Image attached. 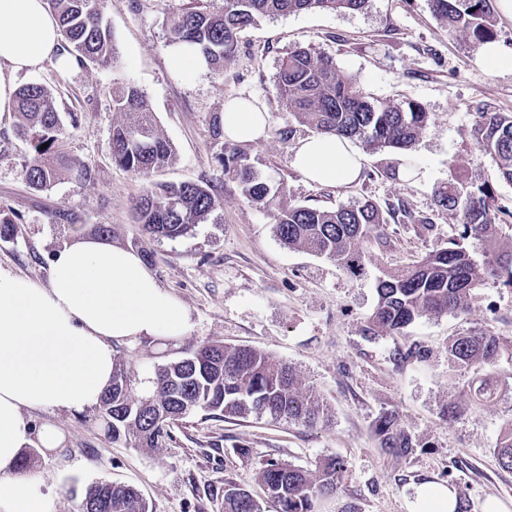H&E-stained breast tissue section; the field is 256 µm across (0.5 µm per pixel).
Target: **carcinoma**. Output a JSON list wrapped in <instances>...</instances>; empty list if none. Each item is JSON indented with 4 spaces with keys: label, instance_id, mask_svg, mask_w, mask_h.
Here are the masks:
<instances>
[{
    "label": "carcinoma",
    "instance_id": "carcinoma-1",
    "mask_svg": "<svg viewBox=\"0 0 512 512\" xmlns=\"http://www.w3.org/2000/svg\"><path fill=\"white\" fill-rule=\"evenodd\" d=\"M368 0H191L166 20L175 43H190L220 72L237 48V35L264 18L314 10L359 11ZM433 15L456 34L485 44L494 41L492 0H429ZM56 16L62 48L85 67L117 62L114 34L104 23L101 0H48ZM277 86L282 104L299 126L320 135L358 140L371 151L409 149L430 122V113L414 101L375 103L356 80L342 74L334 60L296 48L282 60ZM113 111L125 114L112 127L113 163L146 176L173 160L172 145L159 133L145 93L133 84L119 86ZM17 132L31 142L33 154L24 177L44 190L64 174L81 178L89 169L76 164L62 149V119L53 93L32 82L15 94ZM479 151L494 157L501 179L512 185V114L483 112L471 128ZM47 147H42V144ZM224 172L235 176L251 202L268 205L284 188L272 187L237 150L224 152ZM435 205L457 221L448 245L408 263L377 281L378 301L367 320L373 334L398 332L426 316L460 314L469 308L473 289L491 280L512 286V243L502 240L499 215L512 211L499 202L495 188L458 174L434 194ZM212 188L197 182L150 184L135 205V218L152 238H177L204 221L216 208ZM404 206L381 207L369 200L334 208L304 203L281 204L274 215L277 238L290 248H303L342 265L352 274L364 270L360 243L377 228L398 217ZM512 351V341L490 332H470L448 344V360L478 371ZM488 378L473 386L472 399L493 398ZM224 417L268 415L315 426L324 419L320 395L305 386L286 363L254 347L210 343L157 369L154 388L137 394L125 369L115 371L112 387L99 407L112 441L132 438L139 448L153 449L170 437L171 424L190 411ZM382 447L400 458L412 453V437L397 418L385 414L376 423ZM501 468L512 470V426L495 448ZM346 462L329 455L304 468L269 459L257 473L266 496L278 512H314L315 502L337 491ZM224 512H261L250 491L224 481ZM80 512H148L140 492L130 486L94 483L82 494Z\"/></svg>",
    "mask_w": 512,
    "mask_h": 512
}]
</instances>
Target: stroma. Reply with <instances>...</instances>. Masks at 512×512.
Returning <instances> with one entry per match:
<instances>
[{
	"label": "stroma",
	"instance_id": "obj_1",
	"mask_svg": "<svg viewBox=\"0 0 512 512\" xmlns=\"http://www.w3.org/2000/svg\"><path fill=\"white\" fill-rule=\"evenodd\" d=\"M181 4L104 0L103 18L118 47L115 66L62 70L48 62L36 73L18 75V84L39 82L53 91L65 117L62 147L90 174H64L49 189H31L23 168L33 148L17 135L14 121L0 123V218L16 225L15 237L0 242V269L47 283L55 251L94 225H109L112 243L138 252L192 317L179 339L114 344L116 361L133 378L205 343L246 345L287 363L314 387L327 420L309 428L199 410L174 424L171 440L147 452L130 440L112 441L96 411L30 409L32 427H56L63 438L60 447L41 450L29 468L49 490L53 512H78L74 491L95 482L135 487L150 512H219L228 479L249 490L264 512H275L256 479L261 462L272 458L308 468L327 455L344 459L347 470L317 512H407L408 487L424 480L451 485L468 500L469 512H484L491 499L499 512H512V471L502 469L494 455L512 424V355L489 366L499 392L483 404L470 400L471 373L448 360L449 341L470 329L512 339V288L489 282L473 290L463 314L424 317L379 337L364 331L377 303L378 279L453 235L455 219L433 203L453 161L464 159L472 180L493 185L502 204L512 208V186L470 137L480 112L512 113V70L480 63L478 45L449 35L429 0H368L355 12L263 19L240 33L235 57L223 71L184 76L169 65L164 25ZM297 47L332 56L372 99L421 103L431 114L429 125L410 150L364 152L368 178L336 186L307 180L292 165L297 123L276 86L282 59ZM127 83L144 91L175 150L171 165L151 180L204 182L221 201L185 236L151 239L133 219L147 181L114 164L109 148L113 125L124 119L112 108V93ZM233 99L267 112L264 138L213 139L212 124ZM232 148L272 186L285 187L291 201L333 208L399 200L433 225H387L363 244L365 274L352 276L330 259L278 240L273 208L246 200L225 175L220 159ZM452 402L461 407L453 419ZM386 413L411 433L412 454L397 458L382 448L375 425Z\"/></svg>",
	"mask_w": 512,
	"mask_h": 512
}]
</instances>
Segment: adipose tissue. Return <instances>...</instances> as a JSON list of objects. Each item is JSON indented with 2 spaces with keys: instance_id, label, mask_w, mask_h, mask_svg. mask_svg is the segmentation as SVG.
I'll list each match as a JSON object with an SVG mask.
<instances>
[{
  "instance_id": "1",
  "label": "adipose tissue",
  "mask_w": 512,
  "mask_h": 512,
  "mask_svg": "<svg viewBox=\"0 0 512 512\" xmlns=\"http://www.w3.org/2000/svg\"><path fill=\"white\" fill-rule=\"evenodd\" d=\"M61 36L47 0H0V119L14 105L16 79L50 60L63 69ZM267 115L240 101L224 105V133L234 141L264 137ZM293 166L326 184L355 180L362 157L336 136L300 140ZM48 284L0 270V512H51L43 483L23 474L24 448H56L52 426L32 428L24 413L51 407L74 414L101 404L112 385V345L129 339L178 338L189 309L159 286L141 256L86 234L56 251Z\"/></svg>"
}]
</instances>
